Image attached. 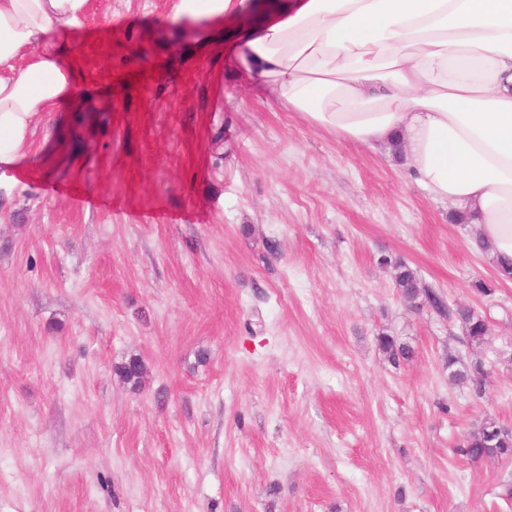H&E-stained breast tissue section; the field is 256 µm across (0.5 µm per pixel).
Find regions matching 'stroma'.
<instances>
[{
	"label": "stroma",
	"instance_id": "35a3bbf8",
	"mask_svg": "<svg viewBox=\"0 0 512 512\" xmlns=\"http://www.w3.org/2000/svg\"><path fill=\"white\" fill-rule=\"evenodd\" d=\"M172 3L90 0L58 42L77 101L0 195V512H512V462L455 451L484 415L512 427V280L391 150L170 40ZM386 257L486 343L410 308ZM454 314L471 343L482 345L486 342V336L489 332L486 319L475 314L471 308L466 307H458ZM448 371L451 380L469 386L472 394L480 398L487 381V371L482 361L465 362L454 354L448 357Z\"/></svg>",
	"mask_w": 512,
	"mask_h": 512
}]
</instances>
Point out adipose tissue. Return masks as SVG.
I'll use <instances>...</instances> for the list:
<instances>
[{"mask_svg": "<svg viewBox=\"0 0 512 512\" xmlns=\"http://www.w3.org/2000/svg\"><path fill=\"white\" fill-rule=\"evenodd\" d=\"M89 0H0V190L37 117L74 98L52 45ZM247 0H174L163 32L224 49ZM240 60L312 127L372 147L399 142L407 171L464 215L512 269V0H289L244 30Z\"/></svg>", "mask_w": 512, "mask_h": 512, "instance_id": "obj_1", "label": "adipose tissue"}]
</instances>
